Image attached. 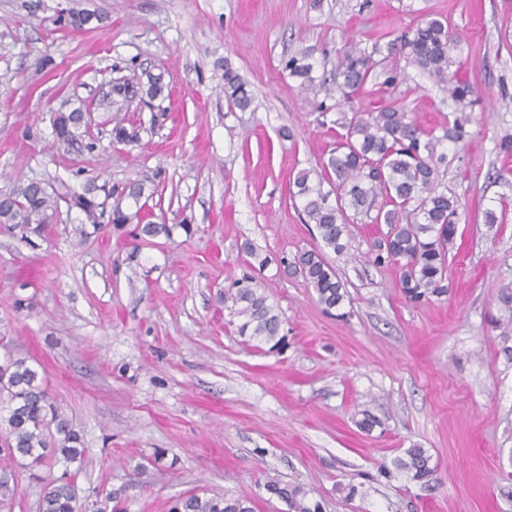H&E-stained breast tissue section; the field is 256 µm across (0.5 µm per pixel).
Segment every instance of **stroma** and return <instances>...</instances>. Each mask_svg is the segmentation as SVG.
<instances>
[{"label":"stroma","mask_w":512,"mask_h":512,"mask_svg":"<svg viewBox=\"0 0 512 512\" xmlns=\"http://www.w3.org/2000/svg\"><path fill=\"white\" fill-rule=\"evenodd\" d=\"M72 10L102 20L57 26ZM422 14L459 35L461 74L477 90L465 147L443 145V181L460 201L448 292L408 302L397 270L368 258L379 228L361 220L348 251L327 255L347 290L328 313L282 261L319 244L289 184L302 170L319 177L336 128L321 117L324 88L301 91L283 62L305 53L333 78L346 38L383 45ZM228 66L254 97L247 111L224 97ZM158 72L168 97L111 92ZM406 72L393 96L372 90L358 106L394 98L440 125L454 108L445 87ZM76 108L91 117L93 154L54 141L53 113ZM131 120L139 142L113 144L115 123ZM506 140L512 0H0V193L31 179L75 193L136 181L154 193L149 221L175 227L137 240L133 226L106 224L84 240L80 212L63 206L30 244L0 224V363L26 358L79 433V502L107 488L124 512H169L183 494L229 491L283 512L263 489L275 475L326 512H512ZM246 242L269 260L260 281L284 350L245 342L224 307ZM365 409L380 421L369 433L356 425ZM408 448L431 455L429 486L380 475ZM63 469L33 474L0 450V477L19 481L0 512H38Z\"/></svg>","instance_id":"stroma-1"}]
</instances>
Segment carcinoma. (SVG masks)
<instances>
[{
  "label": "carcinoma",
  "mask_w": 512,
  "mask_h": 512,
  "mask_svg": "<svg viewBox=\"0 0 512 512\" xmlns=\"http://www.w3.org/2000/svg\"><path fill=\"white\" fill-rule=\"evenodd\" d=\"M459 38L437 19H422L410 31L381 46L363 47L347 41L336 62V104L321 105L322 114L336 110V147L321 161V182L310 183L309 172L302 170L293 179L290 196L302 201L308 222L315 225L323 246L303 250L295 255L289 267L313 288L318 302L330 311L344 298L343 284L328 263L324 250L337 254L347 251L350 224L358 217L370 224H383L387 230L376 237L370 256L379 267L395 265L399 269L401 293L411 303L428 300L448 292V245L457 233L460 208L458 197L440 179V168L448 164V155L438 150L445 141L463 143L469 137L467 120L455 116L440 127V134L425 130L402 104H392L377 111H360L352 106L353 98L371 83L383 93L393 92L406 80L394 57L406 56L409 63L438 83L448 87V97L464 107L475 102L473 85L459 75L456 52ZM284 69L304 86L314 82L313 64L307 54L294 55L284 62ZM167 85L163 75H150L142 93L155 100L164 95ZM224 97L235 108L246 111L253 97L246 84L230 66L224 68ZM56 142L78 152H92L96 139L88 131L82 112L73 110L54 121ZM112 140L129 144L139 140L135 122L112 128ZM335 187V203L323 191L322 181ZM145 186L129 182L122 186L107 182L87 187L82 194L63 193L42 182L29 180L0 193V224L21 233V238L44 235L58 212L59 202L68 209L80 211L81 236L85 230L101 227L100 219L109 214L108 223L115 229L137 225L145 237H170L172 227L145 221L140 200ZM111 211H106L108 200ZM250 257V272L224 291V304L237 318L236 332L255 343H282L281 320L268 297L261 290L257 271L268 264L252 245L245 247ZM0 426L5 427L4 443L11 456L22 461L30 471L52 467L63 461L81 458L79 434L63 416L43 386L39 371L24 358H9L0 363ZM394 466L423 486L434 479L436 465L424 448H408L405 456L394 460ZM264 489L271 499L283 502L287 512H323V503L309 496L299 483L270 477ZM40 512H78L71 474L63 472L50 481L39 502ZM171 512H255L254 502L244 496L224 492L211 495L190 492L178 498Z\"/></svg>",
  "instance_id": "cac0c4a2"
}]
</instances>
